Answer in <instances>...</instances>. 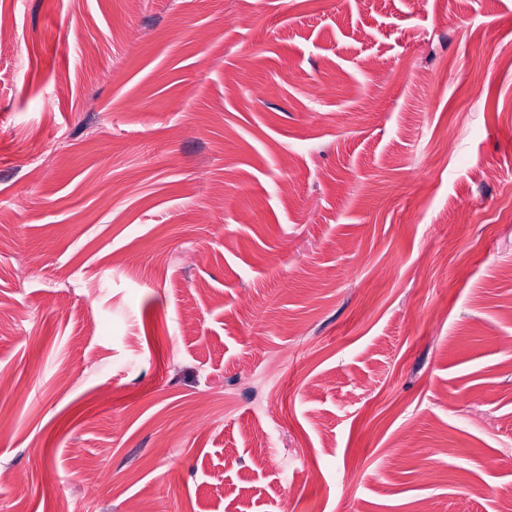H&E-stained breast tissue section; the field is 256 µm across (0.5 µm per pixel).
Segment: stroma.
Masks as SVG:
<instances>
[{
	"mask_svg": "<svg viewBox=\"0 0 512 512\" xmlns=\"http://www.w3.org/2000/svg\"><path fill=\"white\" fill-rule=\"evenodd\" d=\"M0 27V512L512 502V0Z\"/></svg>",
	"mask_w": 512,
	"mask_h": 512,
	"instance_id": "1",
	"label": "stroma"
}]
</instances>
